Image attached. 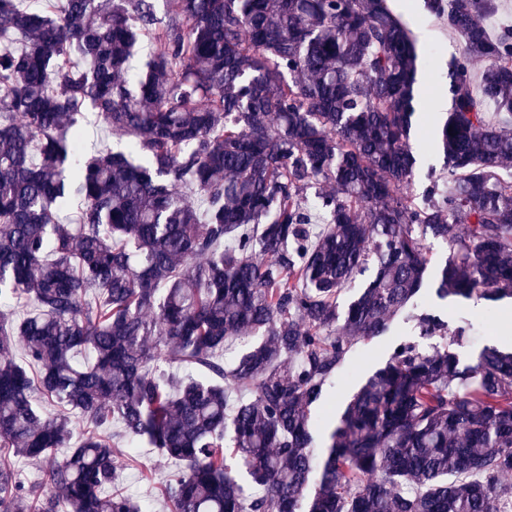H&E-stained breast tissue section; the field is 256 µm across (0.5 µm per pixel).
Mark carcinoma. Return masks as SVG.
I'll return each mask as SVG.
<instances>
[{
	"label": "carcinoma",
	"instance_id": "obj_1",
	"mask_svg": "<svg viewBox=\"0 0 512 512\" xmlns=\"http://www.w3.org/2000/svg\"><path fill=\"white\" fill-rule=\"evenodd\" d=\"M156 2L0 0V505L148 512L117 422L177 467L168 512H512V352L466 361L467 325L415 315L428 348L396 345L319 436L312 413L413 305L426 239L439 298L512 295L498 0H425L464 46L419 193L421 60L388 0ZM86 105L124 149L83 154ZM414 147L417 149V152L419 154L423 155V164L421 173L418 174V180L416 182V188L415 190L421 191L422 186L427 184L428 181L426 180V175L431 170V165H433V174L436 175L439 174L440 168H441V161H437L434 159L433 149L429 146L428 143H416V141H413Z\"/></svg>",
	"mask_w": 512,
	"mask_h": 512
}]
</instances>
